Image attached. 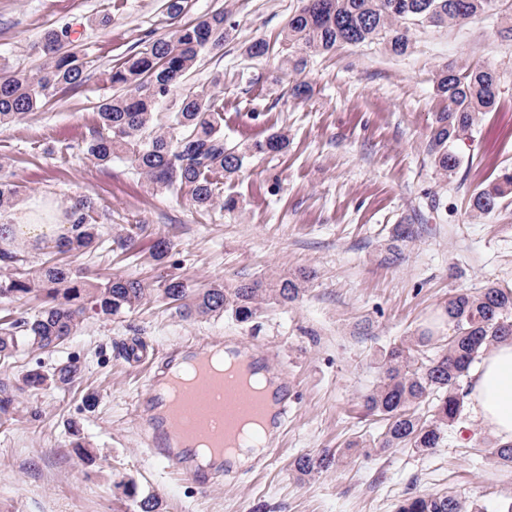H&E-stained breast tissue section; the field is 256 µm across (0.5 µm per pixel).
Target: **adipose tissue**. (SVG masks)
I'll return each instance as SVG.
<instances>
[{
  "label": "adipose tissue",
  "mask_w": 512,
  "mask_h": 512,
  "mask_svg": "<svg viewBox=\"0 0 512 512\" xmlns=\"http://www.w3.org/2000/svg\"><path fill=\"white\" fill-rule=\"evenodd\" d=\"M469 399L483 425L497 437L512 439V342L500 343L485 354Z\"/></svg>",
  "instance_id": "adipose-tissue-1"
}]
</instances>
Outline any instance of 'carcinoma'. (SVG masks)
<instances>
[{
    "mask_svg": "<svg viewBox=\"0 0 512 512\" xmlns=\"http://www.w3.org/2000/svg\"><path fill=\"white\" fill-rule=\"evenodd\" d=\"M493 0H303L283 31L285 61L294 70L306 60L294 56L309 50L327 53L343 44L374 40L396 55L411 48L412 27L461 25L486 12ZM234 25L225 10L177 26L169 37L158 38L111 67L109 81L127 92L106 98L96 106L97 121L89 131L85 150L106 166L116 154H125L158 190H187L193 206L207 212L220 203V184L240 172L246 153L224 142V107L204 86L188 89L173 103L171 123L158 118L157 107L187 77L205 54L220 50ZM73 31L62 26L44 33L45 61L35 70H12L0 63V125L20 119L60 94L82 88L92 67L88 54L71 48ZM498 75L487 67L448 64L434 77L436 92L448 99V111L438 114L428 143V154L445 179L456 174L461 159L455 151L460 137L472 131L477 118L494 110ZM250 151L280 155L288 151V135L269 134ZM11 159L0 154V218L18 204L21 185L10 171ZM512 192V172L476 193L470 212L493 211L498 199ZM66 233L57 239L37 271L28 266L26 252L15 244L11 224L0 221V363L33 349L53 351L80 329L87 309L112 318L142 306L156 292L180 316L220 318L226 314L249 322L271 304L297 301L312 273L302 271L274 283L241 281L228 287L213 279L202 288L171 275L154 290L135 278H104L84 259L100 247L108 251L132 248L141 224L119 225L117 232L101 221L95 201L73 199L65 210ZM32 295L40 305L15 313L9 305ZM452 333L433 343L432 332L408 336L385 351L378 382L363 397L366 411L381 418L382 448H411L420 455L439 447L445 433L464 410L468 391L463 383L481 356L496 344L512 340V287L491 283L482 291L455 293L442 308ZM77 369L65 364L54 381L62 387L76 381ZM73 448L88 458L82 429L70 425ZM490 457L512 468V441L487 442ZM339 457L328 449L304 454L293 464L297 478L305 479L337 466ZM396 512H482L458 495L444 492L411 493L399 501Z\"/></svg>",
    "mask_w": 512,
    "mask_h": 512,
    "instance_id": "1",
    "label": "carcinoma"
}]
</instances>
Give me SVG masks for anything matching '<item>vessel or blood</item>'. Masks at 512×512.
Listing matches in <instances>:
<instances>
[{
	"mask_svg": "<svg viewBox=\"0 0 512 512\" xmlns=\"http://www.w3.org/2000/svg\"><path fill=\"white\" fill-rule=\"evenodd\" d=\"M216 349L223 350L228 359L247 363L269 386V396L262 410V424L256 442L263 453L254 458V467L261 468L267 464L266 451L278 441L292 402L288 379L273 367L270 353L240 341L227 345L219 339L201 337L189 346L187 355L180 357L171 351L153 365L148 396L143 402L146 412L143 437L159 464L187 475L203 490L208 489L218 478L233 475L234 456L219 448L212 454L209 466L201 465L200 456L191 447L180 417L168 406L167 384L173 371L192 369Z\"/></svg>",
	"mask_w": 512,
	"mask_h": 512,
	"instance_id": "vessel-or-blood-1",
	"label": "vessel or blood"
}]
</instances>
